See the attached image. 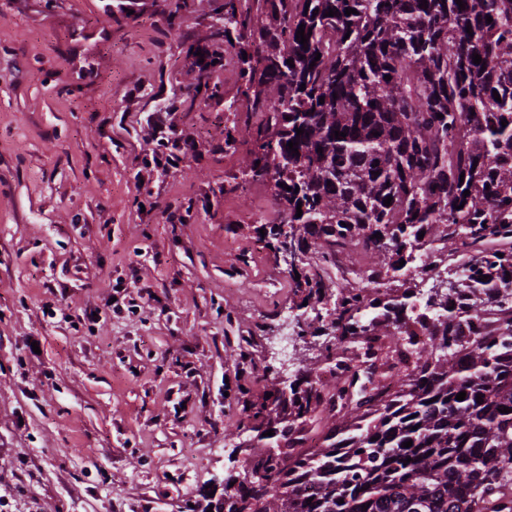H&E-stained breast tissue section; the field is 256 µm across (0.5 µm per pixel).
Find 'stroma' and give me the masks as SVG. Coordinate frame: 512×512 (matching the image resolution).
Masks as SVG:
<instances>
[{"label":"stroma","mask_w":512,"mask_h":512,"mask_svg":"<svg viewBox=\"0 0 512 512\" xmlns=\"http://www.w3.org/2000/svg\"><path fill=\"white\" fill-rule=\"evenodd\" d=\"M223 3L0 0V512H202L250 452L244 401L321 351L256 233L280 211L242 175ZM169 106L196 149L158 167Z\"/></svg>","instance_id":"1"}]
</instances>
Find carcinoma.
<instances>
[{
	"label": "carcinoma",
	"instance_id": "cac0c4a2",
	"mask_svg": "<svg viewBox=\"0 0 512 512\" xmlns=\"http://www.w3.org/2000/svg\"><path fill=\"white\" fill-rule=\"evenodd\" d=\"M255 2L216 18L256 117L244 176L272 181L281 219L261 228L298 253L302 332L325 338L333 382L308 374L257 407L288 404V426L216 512H512V0ZM341 255L366 259L357 281L330 279ZM455 255L460 287L407 314L417 291L389 272Z\"/></svg>",
	"mask_w": 512,
	"mask_h": 512
}]
</instances>
